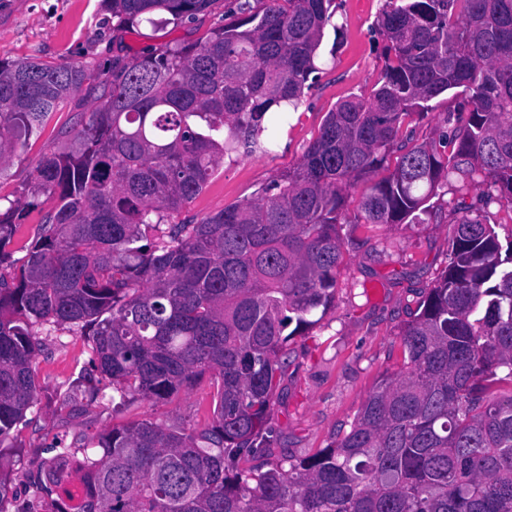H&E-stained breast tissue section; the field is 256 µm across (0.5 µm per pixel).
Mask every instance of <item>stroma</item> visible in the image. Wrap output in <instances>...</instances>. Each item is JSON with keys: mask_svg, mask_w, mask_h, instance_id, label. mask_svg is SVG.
Returning <instances> with one entry per match:
<instances>
[{"mask_svg": "<svg viewBox=\"0 0 512 512\" xmlns=\"http://www.w3.org/2000/svg\"><path fill=\"white\" fill-rule=\"evenodd\" d=\"M384 6L385 0H336L333 24L319 49L320 70L310 76L296 112L269 129L268 152L226 154L176 222L195 224L225 206L257 198L297 163L328 112L351 96L370 94L384 68V40L377 28ZM231 7V0H213L192 22L120 28L108 0H0V61H68L83 65L88 74L81 93L62 102L40 135L12 157L0 177V199L26 200L32 171L60 145L62 131L100 104L101 83L113 61L204 40L230 22ZM461 198L478 203L480 191L455 185L438 189L431 216L419 223L342 225L335 302L306 335L291 341L274 397L273 458L307 457L338 441L379 379L400 371L399 329L448 263V232ZM40 343L34 367L41 393L25 423L0 444V478L9 488L0 505L5 512L24 505L49 512L51 498L40 488V468L56 443L71 444L145 419L187 433L212 421L210 377L168 399L115 409L76 388L77 378L91 369L85 337L59 330L41 336Z\"/></svg>", "mask_w": 512, "mask_h": 512, "instance_id": "35a3bbf8", "label": "stroma"}]
</instances>
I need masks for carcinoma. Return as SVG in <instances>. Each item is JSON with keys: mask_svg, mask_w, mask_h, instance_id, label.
<instances>
[{"mask_svg": "<svg viewBox=\"0 0 512 512\" xmlns=\"http://www.w3.org/2000/svg\"><path fill=\"white\" fill-rule=\"evenodd\" d=\"M211 2L112 0V18L178 25ZM259 2L235 0L237 19L201 43L112 65L103 102L32 173L31 196L53 205L20 265L6 247L25 207L0 206V437L37 399L34 328L66 326L88 337L112 406L209 373L215 407L198 432L142 420L56 445L41 471L50 512H512V240L465 206L448 265L401 327L402 369L338 442L268 460L288 344L335 300L337 225L417 220L454 179L512 206V0H386L377 87L327 113L264 195L174 224L318 70L335 0ZM85 79L76 63L0 62V174ZM452 90L450 131L406 128ZM394 152L350 209L351 180Z\"/></svg>", "mask_w": 512, "mask_h": 512, "instance_id": "cac0c4a2", "label": "carcinoma"}]
</instances>
